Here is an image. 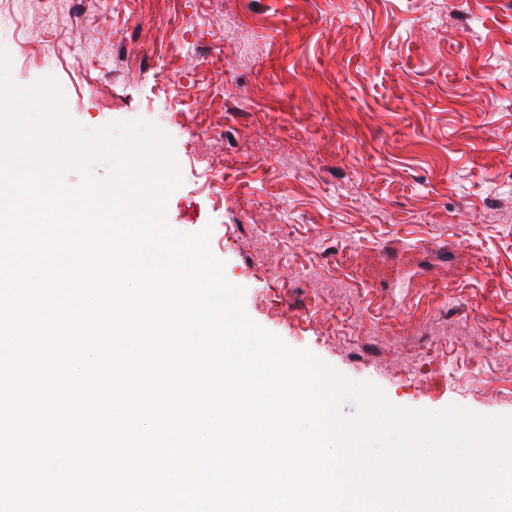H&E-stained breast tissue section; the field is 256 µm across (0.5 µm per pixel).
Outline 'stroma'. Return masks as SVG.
Returning a JSON list of instances; mask_svg holds the SVG:
<instances>
[{
	"instance_id": "stroma-1",
	"label": "stroma",
	"mask_w": 512,
	"mask_h": 512,
	"mask_svg": "<svg viewBox=\"0 0 512 512\" xmlns=\"http://www.w3.org/2000/svg\"><path fill=\"white\" fill-rule=\"evenodd\" d=\"M0 49L84 129L171 138L167 222L211 228L257 324L395 405L512 417V0H8Z\"/></svg>"
}]
</instances>
